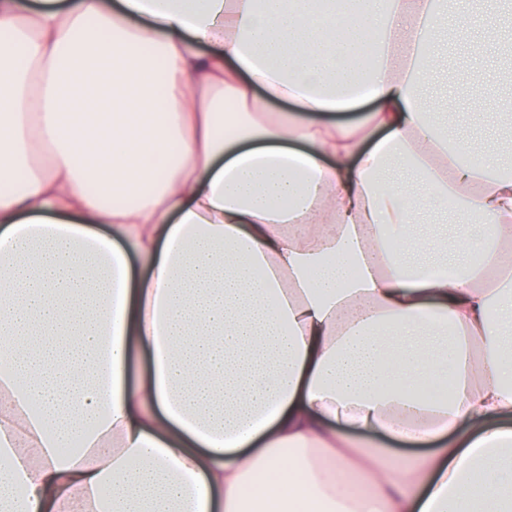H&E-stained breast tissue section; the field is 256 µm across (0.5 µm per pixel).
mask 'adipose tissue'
I'll return each mask as SVG.
<instances>
[{
	"label": "adipose tissue",
	"mask_w": 512,
	"mask_h": 512,
	"mask_svg": "<svg viewBox=\"0 0 512 512\" xmlns=\"http://www.w3.org/2000/svg\"><path fill=\"white\" fill-rule=\"evenodd\" d=\"M440 2L0 0V512H512V147L423 97L512 0ZM366 439L381 448H388L391 456L406 454L409 456H422L428 452L427 446H418L402 442L386 434L369 433L364 435Z\"/></svg>",
	"instance_id": "1"
}]
</instances>
